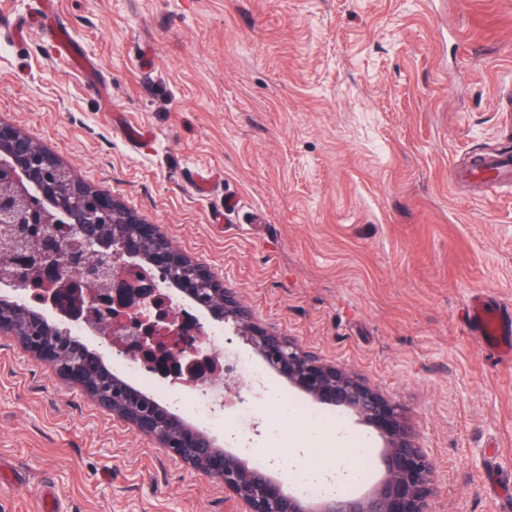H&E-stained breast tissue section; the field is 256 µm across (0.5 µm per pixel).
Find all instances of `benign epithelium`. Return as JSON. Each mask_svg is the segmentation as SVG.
I'll return each instance as SVG.
<instances>
[{
  "label": "benign epithelium",
  "mask_w": 512,
  "mask_h": 512,
  "mask_svg": "<svg viewBox=\"0 0 512 512\" xmlns=\"http://www.w3.org/2000/svg\"><path fill=\"white\" fill-rule=\"evenodd\" d=\"M120 206L107 196L73 193L59 168L28 138L0 127V224H16L22 234L43 235L49 225L64 224L83 244L80 260L84 289L66 278L69 255L49 250L33 256L42 266L46 286L39 306L29 307L14 296H0V335L17 336L23 326V347L45 358L64 377L86 388L99 406L171 449L186 464L224 484L240 505L238 512H432L434 466L400 420L397 406L350 371L324 363L284 336L247 337L268 367L317 400H327L380 429L387 448L386 476L370 494L352 497L336 493L308 504L286 493L266 468L246 466L216 443L205 428H184L167 436L173 414L155 400L130 388L116 386L118 376L97 349L72 339L68 325L80 321L105 346L123 357L138 358L149 370L174 382L207 387L212 378L199 369L217 355L205 341L207 322L174 319L169 302L181 293L198 308L217 313L208 295L217 284L202 264L163 245L165 239L150 224L118 247L130 258L145 259L155 276L128 277L112 268V251L103 246L101 227ZM224 292V318L236 322L233 334L250 332L249 313L229 289Z\"/></svg>",
  "instance_id": "1"
}]
</instances>
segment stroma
<instances>
[{"label":"stroma","instance_id":"1","mask_svg":"<svg viewBox=\"0 0 512 512\" xmlns=\"http://www.w3.org/2000/svg\"><path fill=\"white\" fill-rule=\"evenodd\" d=\"M0 0V126L155 225L249 311L399 405L436 466L433 512L512 507V358L475 336L477 294L512 315V192L472 158L512 148V0H54L87 78ZM145 129L135 143L125 126ZM217 179L208 192L198 173ZM233 208H226V201ZM353 495L385 477L377 427ZM321 474L339 448L270 442ZM234 512L184 464L0 335V512Z\"/></svg>","mask_w":512,"mask_h":512}]
</instances>
